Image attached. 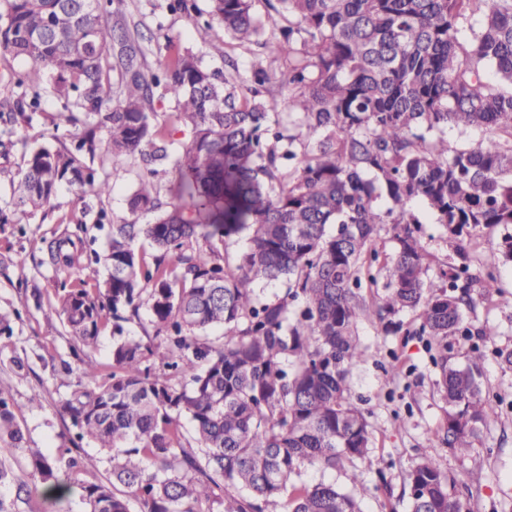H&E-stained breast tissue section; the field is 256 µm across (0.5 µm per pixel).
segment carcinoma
Listing matches in <instances>:
<instances>
[{"mask_svg":"<svg viewBox=\"0 0 512 512\" xmlns=\"http://www.w3.org/2000/svg\"><path fill=\"white\" fill-rule=\"evenodd\" d=\"M115 3L0 0V53L29 62L8 73L10 123L31 125L48 95L75 128L71 146L27 153L0 223L9 211L46 213L64 184L81 202L75 231L47 245L48 263L67 273L55 297L79 362L52 364L53 377H76L62 404L71 429L56 453H31L33 472L62 492L89 472L88 439L111 472L81 484L87 512H363L357 494L303 474L353 465L371 448L350 386L364 319L385 335L427 337L446 405L427 447L469 455L498 405L483 389L481 349L456 365L448 339L498 336L487 322L465 326L464 310L492 298L478 231L512 227V0H264L262 13L255 0H209L205 11L167 0L205 34L217 25L272 46L285 59L277 71L229 55L211 69L169 40L152 71L137 24ZM274 89L284 112L266 100ZM166 96L192 133L173 160L154 107ZM454 129L484 138L452 147ZM99 132L112 168L138 159L146 169L119 222L104 207L112 184L96 165ZM168 163L170 179L156 180ZM416 203L446 229L444 268L433 269L418 235ZM93 212L101 252L75 245ZM145 214L153 220L139 223ZM383 232L393 242L384 253ZM480 245L512 260L511 232ZM100 263L104 280L81 277ZM277 283L284 290L267 295ZM362 288L376 296L359 298ZM143 311L153 334L134 336L125 324ZM405 314L417 329H403ZM106 334L103 367L89 352ZM2 443L24 449L0 385ZM405 483L410 512H469L457 479L427 453ZM2 486L29 493L0 461Z\"/></svg>","mask_w":512,"mask_h":512,"instance_id":"carcinoma-1","label":"carcinoma"}]
</instances>
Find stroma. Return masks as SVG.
Instances as JSON below:
<instances>
[{"label": "stroma", "instance_id": "stroma-1", "mask_svg": "<svg viewBox=\"0 0 512 512\" xmlns=\"http://www.w3.org/2000/svg\"><path fill=\"white\" fill-rule=\"evenodd\" d=\"M124 2L145 35L143 46L149 67H156L164 56L156 40L160 34L191 49L211 68H223L228 54L246 64L258 61L270 69L279 65L271 49L231 41L219 29L207 36L200 34L192 17L168 11L164 0ZM43 108L31 127L16 128L14 147H0L2 199L8 196L10 182L23 164L25 145L40 142L51 113L59 111L60 106L48 97ZM54 204L45 217L17 216L12 223L0 224V314L8 317L13 330L11 338L0 341V384L11 389L28 447L43 452L60 447V434L71 424L61 409L71 381L51 373L52 358L69 357L71 340L56 311L54 283L58 274L44 262V243L64 231L71 211L81 202L72 189L64 187ZM20 249L27 253V263L22 267L10 261ZM480 263L495 276L494 302L466 311L465 321L473 325L487 322L497 328L495 343L482 347L481 368L491 393L499 397V416L483 429L469 456H455L446 448L433 449L432 454L442 468L456 476L472 470L480 472L479 486L469 500L471 512H512V370L497 356L498 350L512 349V262L484 255ZM358 332L366 356L352 372V394L364 401L373 430V448L357 466L326 473L311 469L306 479L313 484L333 481L348 490L361 481L367 487L364 512H407L403 478L443 418V404L432 390L433 352L422 337L386 336L366 320L360 322ZM15 355L24 359V368L11 364ZM36 395L42 400L38 407L29 403ZM382 476L390 485L389 491L376 487Z\"/></svg>", "mask_w": 512, "mask_h": 512}]
</instances>
